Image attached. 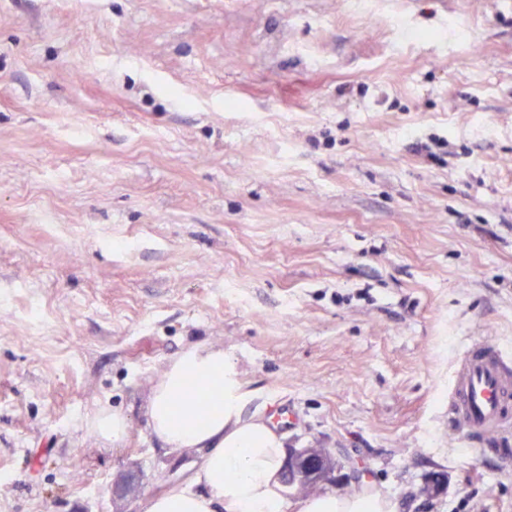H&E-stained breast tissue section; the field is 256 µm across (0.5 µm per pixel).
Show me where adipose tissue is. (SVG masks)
<instances>
[{
	"mask_svg": "<svg viewBox=\"0 0 512 512\" xmlns=\"http://www.w3.org/2000/svg\"><path fill=\"white\" fill-rule=\"evenodd\" d=\"M190 388L211 403L204 417L177 404ZM245 400L223 350L197 343L169 363L151 391L150 431L170 449L200 450L202 463L186 482L147 496L142 512H285L284 437L263 412L245 413ZM389 507L371 489L320 494L296 505L297 512H390Z\"/></svg>",
	"mask_w": 512,
	"mask_h": 512,
	"instance_id": "1",
	"label": "adipose tissue"
}]
</instances>
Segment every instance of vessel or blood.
I'll use <instances>...</instances> for the list:
<instances>
[{
  "label": "vessel or blood",
  "mask_w": 512,
  "mask_h": 512,
  "mask_svg": "<svg viewBox=\"0 0 512 512\" xmlns=\"http://www.w3.org/2000/svg\"><path fill=\"white\" fill-rule=\"evenodd\" d=\"M448 425L479 449L512 434V354L473 340L455 362L448 383Z\"/></svg>",
  "instance_id": "obj_1"
}]
</instances>
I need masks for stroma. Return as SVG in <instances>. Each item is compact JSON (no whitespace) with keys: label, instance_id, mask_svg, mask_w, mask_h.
<instances>
[{"label":"stroma","instance_id":"1","mask_svg":"<svg viewBox=\"0 0 512 512\" xmlns=\"http://www.w3.org/2000/svg\"><path fill=\"white\" fill-rule=\"evenodd\" d=\"M477 337L512 348L503 0H0V512L185 482L147 403L199 342L394 512H512V444L448 429ZM92 425L101 438L112 443L122 441L128 430L127 418L119 410H101L94 417Z\"/></svg>","mask_w":512,"mask_h":512}]
</instances>
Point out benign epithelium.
I'll list each match as a JSON object with an SVG mask.
<instances>
[{
	"instance_id": "benign-epithelium-1",
	"label": "benign epithelium",
	"mask_w": 512,
	"mask_h": 512,
	"mask_svg": "<svg viewBox=\"0 0 512 512\" xmlns=\"http://www.w3.org/2000/svg\"><path fill=\"white\" fill-rule=\"evenodd\" d=\"M285 469L291 485L308 489L340 480L358 483L365 473L362 461L343 458L330 448H289Z\"/></svg>"
}]
</instances>
